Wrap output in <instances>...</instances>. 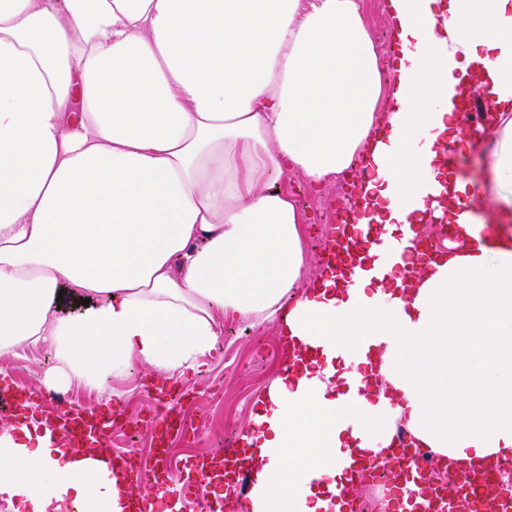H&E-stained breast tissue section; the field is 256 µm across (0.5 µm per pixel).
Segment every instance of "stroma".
<instances>
[{"label": "stroma", "mask_w": 512, "mask_h": 512, "mask_svg": "<svg viewBox=\"0 0 512 512\" xmlns=\"http://www.w3.org/2000/svg\"><path fill=\"white\" fill-rule=\"evenodd\" d=\"M288 189L307 218V275L312 278L320 270L321 244L332 213L344 203V183L339 180L313 190L301 176L292 174ZM284 363L279 323L253 326L225 317L223 336L197 370L170 383L136 364L127 376L113 381L125 416L121 429L112 433L113 452L138 462L151 456L157 405L162 395L170 393L177 411L193 425L188 438L172 439L170 470L176 475L190 472L200 457L233 447L250 426L253 400ZM54 365L50 349L44 346L27 349L19 358H0L4 382L16 391H41L40 380Z\"/></svg>", "instance_id": "35a3bbf8"}]
</instances>
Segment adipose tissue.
<instances>
[{"mask_svg": "<svg viewBox=\"0 0 512 512\" xmlns=\"http://www.w3.org/2000/svg\"><path fill=\"white\" fill-rule=\"evenodd\" d=\"M382 73L359 0H0V356L45 345L43 380L104 391L132 365H203L224 318L313 349L253 403L250 512H326L352 457L397 428L459 468L512 463V0H388ZM501 121L484 236L400 273L449 180L462 86ZM418 129L409 138V129ZM364 169L358 224L400 256L305 282L303 213L280 187ZM91 299L62 316L61 289ZM100 448L38 417L0 428L13 512H126Z\"/></svg>", "mask_w": 512, "mask_h": 512, "instance_id": "adipose-tissue-1", "label": "adipose tissue"}]
</instances>
